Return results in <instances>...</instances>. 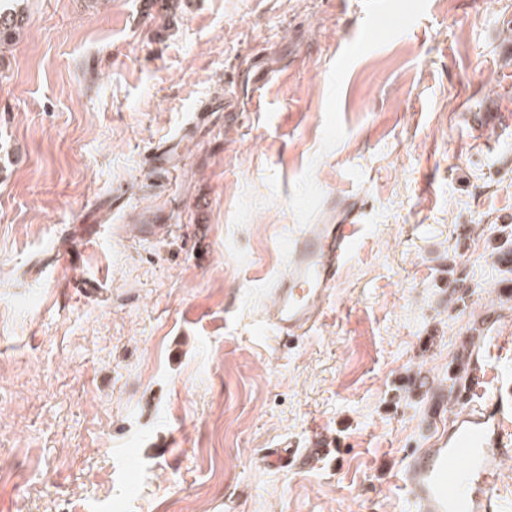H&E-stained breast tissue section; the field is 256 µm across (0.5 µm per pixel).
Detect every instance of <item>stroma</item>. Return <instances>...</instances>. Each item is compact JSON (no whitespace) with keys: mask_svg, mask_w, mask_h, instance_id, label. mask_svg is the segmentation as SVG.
I'll return each mask as SVG.
<instances>
[{"mask_svg":"<svg viewBox=\"0 0 512 512\" xmlns=\"http://www.w3.org/2000/svg\"><path fill=\"white\" fill-rule=\"evenodd\" d=\"M365 2L28 0L0 47V512H407L486 311L512 374V0L371 38ZM351 201L325 317L277 343L289 241ZM317 431L322 467L261 463Z\"/></svg>","mask_w":512,"mask_h":512,"instance_id":"obj_1","label":"stroma"}]
</instances>
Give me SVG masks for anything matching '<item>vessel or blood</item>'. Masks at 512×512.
I'll list each match as a JSON object with an SVG mask.
<instances>
[{
  "label": "vessel or blood",
  "instance_id": "b4317fda",
  "mask_svg": "<svg viewBox=\"0 0 512 512\" xmlns=\"http://www.w3.org/2000/svg\"><path fill=\"white\" fill-rule=\"evenodd\" d=\"M386 13L393 17L391 32L399 34L414 26L420 6L384 0L373 23ZM364 218L363 206L356 203L339 210L333 223L306 225L291 239L286 269L271 288L273 303L264 317L282 341L298 340L320 321L355 251ZM504 349L499 340L469 348L477 375L463 404L424 447L405 454L398 479L408 493L410 512H506L497 480L502 463L512 457V389H487L500 375L497 361ZM320 456V448L302 450L284 439L267 449L262 461L272 469H306Z\"/></svg>",
  "mask_w": 512,
  "mask_h": 512
}]
</instances>
